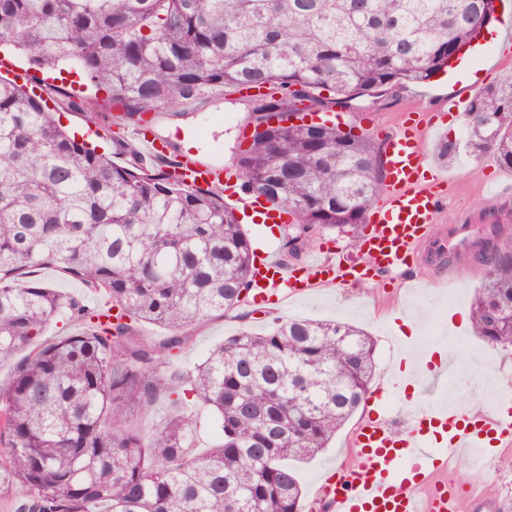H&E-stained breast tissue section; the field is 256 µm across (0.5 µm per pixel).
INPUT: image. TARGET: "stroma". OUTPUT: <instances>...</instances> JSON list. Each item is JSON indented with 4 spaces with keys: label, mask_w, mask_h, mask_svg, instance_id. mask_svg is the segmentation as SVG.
<instances>
[{
    "label": "stroma",
    "mask_w": 512,
    "mask_h": 512,
    "mask_svg": "<svg viewBox=\"0 0 512 512\" xmlns=\"http://www.w3.org/2000/svg\"><path fill=\"white\" fill-rule=\"evenodd\" d=\"M428 97H417V85L396 88L382 97H365L357 109L343 113L344 125L355 134L384 145L387 135L395 133L405 110L436 114L447 109L450 100L474 96L473 86L448 84L439 74L427 84ZM246 98L239 94L214 95L201 109L171 119L155 115L152 133L173 145L178 153L202 164L231 166L238 146L246 144L251 133L247 126ZM453 181L443 190L439 221L456 224L469 214L488 209L503 219L501 239L512 240V185L496 184V172L485 160L460 157L443 166ZM445 259L430 256L419 249L400 273H380L361 285H334L316 289L306 297H288L267 306L248 302L243 309L229 311L224 317L185 330L188 343L178 365L201 361L208 351L239 328L264 331L276 316H302L315 320L339 319L362 328L375 341L376 371L373 388L384 389L391 407L404 406L406 395L391 386L400 358L420 362L425 350H440L442 343L452 347L451 357L471 376L473 387L451 380L433 381L430 375L418 377L414 397L418 402L456 403L468 410L489 406L498 388L512 379V346L493 345L475 336L471 326L462 322L476 289L488 267L473 257L454 262L455 276L439 280ZM356 426L348 421L322 455L295 463L294 469L305 492L304 506H311L316 483L326 472L349 464V437ZM454 476L459 486L475 483L490 499L512 503V457H492L484 471H477L470 458H461Z\"/></svg>",
    "instance_id": "1"
}]
</instances>
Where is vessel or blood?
Instances as JSON below:
<instances>
[{"instance_id":"vessel-or-blood-1","label":"vessel or blood","mask_w":512,"mask_h":512,"mask_svg":"<svg viewBox=\"0 0 512 512\" xmlns=\"http://www.w3.org/2000/svg\"><path fill=\"white\" fill-rule=\"evenodd\" d=\"M434 127L424 115L410 116L389 139L384 194L368 214L370 231L362 240L361 262L313 259L287 272L274 250H267L252 269L254 299L278 293L300 296L318 285H358L376 273H396L407 266L428 239L441 203L438 188L448 182L429 163L427 140ZM179 174L196 189L223 188L242 217L256 212L274 225L290 219L261 197L239 195L232 170L187 159ZM437 244L452 253L469 250L471 225H448ZM435 438L440 448H431ZM472 448L487 455L512 449V401L501 400L490 415H470L446 404L417 406L401 417L374 408L353 434L351 465L323 478L318 491L327 512H472L478 501L474 489H460L448 472L449 460Z\"/></svg>"}]
</instances>
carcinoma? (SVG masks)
<instances>
[{"instance_id": "1", "label": "carcinoma", "mask_w": 512, "mask_h": 512, "mask_svg": "<svg viewBox=\"0 0 512 512\" xmlns=\"http://www.w3.org/2000/svg\"><path fill=\"white\" fill-rule=\"evenodd\" d=\"M495 11V0H0V49L37 71L79 67L136 128L217 91L267 90L250 98V142L233 166L243 192L293 216L289 268L325 230L360 250L384 188L375 143L336 124L288 125L292 102L331 112L426 83ZM44 92L110 131L96 97ZM113 144L125 164L0 79V363L15 362L0 387V494L19 495L17 512H302L288 461L325 451L368 398L374 341L337 320L276 317L174 365L184 328L247 301L253 250L223 190L185 185L177 154L148 168L134 143ZM434 154L448 165L492 154L512 169V73L475 94ZM473 253L489 266L473 330L512 345V250L486 238ZM39 268L100 304L25 280ZM64 318L85 330L37 343ZM143 323L163 335H140ZM161 399L171 413L142 431L135 415Z\"/></svg>"}]
</instances>
